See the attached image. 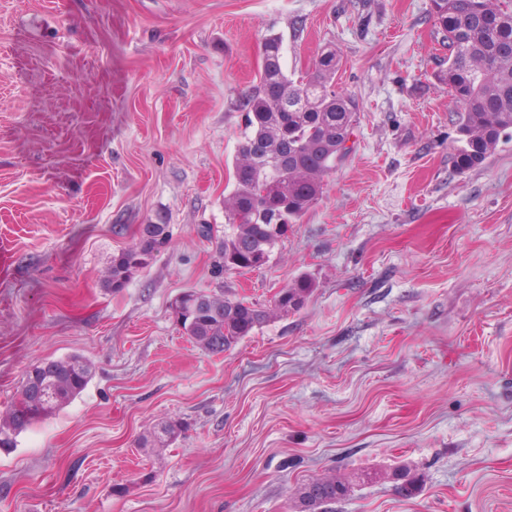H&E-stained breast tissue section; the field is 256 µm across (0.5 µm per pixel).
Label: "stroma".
Returning <instances> with one entry per match:
<instances>
[{
	"label": "stroma",
	"mask_w": 512,
	"mask_h": 512,
	"mask_svg": "<svg viewBox=\"0 0 512 512\" xmlns=\"http://www.w3.org/2000/svg\"><path fill=\"white\" fill-rule=\"evenodd\" d=\"M270 34L290 74L335 49L359 112L269 262L219 274ZM445 54L430 0H0V413L30 365H92L0 452V512H295L330 473L356 481L336 512H512V142L456 172ZM143 224L167 246L105 288ZM303 274L304 308L220 354L170 308ZM396 483L395 490L406 498H412L421 491V482L407 465L396 467L391 473Z\"/></svg>",
	"instance_id": "1"
}]
</instances>
